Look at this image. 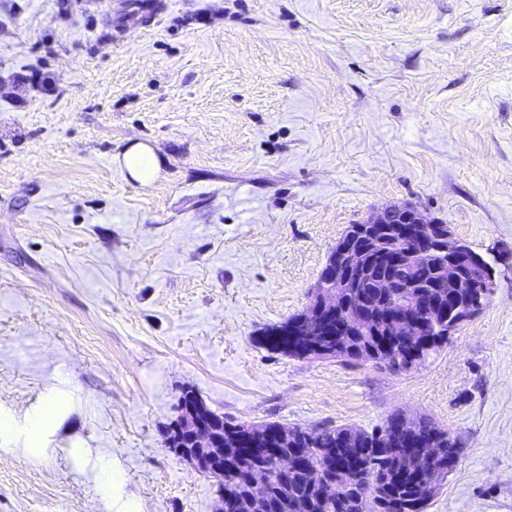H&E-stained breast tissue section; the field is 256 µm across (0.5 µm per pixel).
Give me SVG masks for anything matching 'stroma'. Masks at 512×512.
I'll list each match as a JSON object with an SVG mask.
<instances>
[{
    "label": "stroma",
    "instance_id": "35a3bbf8",
    "mask_svg": "<svg viewBox=\"0 0 512 512\" xmlns=\"http://www.w3.org/2000/svg\"><path fill=\"white\" fill-rule=\"evenodd\" d=\"M389 204L492 261L487 304L409 371L260 345ZM189 389L427 418L461 453L426 512H512V0H0V512H217L166 443ZM121 165L126 171L127 179L147 184L155 179L159 166L157 158L150 146L134 143L126 149L121 157Z\"/></svg>",
    "mask_w": 512,
    "mask_h": 512
}]
</instances>
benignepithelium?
<instances>
[{
  "instance_id": "benign-epithelium-1",
  "label": "benign epithelium",
  "mask_w": 512,
  "mask_h": 512,
  "mask_svg": "<svg viewBox=\"0 0 512 512\" xmlns=\"http://www.w3.org/2000/svg\"><path fill=\"white\" fill-rule=\"evenodd\" d=\"M388 224L399 225L397 235L408 240L398 251L387 249ZM433 256L440 258V280L452 288L448 300L424 302L408 296L399 301L394 294L397 306L376 327L363 320L362 313L348 312V289H362L370 278L377 288L421 287L414 272L422 259ZM494 286L493 267L458 239L449 225L426 218L412 205L390 204L348 227L329 253L306 311L276 328L275 334L284 337L285 354L301 358L336 356L342 352L339 336H389L394 358L381 359L371 350L366 354L378 364L410 369L426 359L434 337L451 335L471 317L467 307L471 295L478 292L487 299ZM251 437L247 426L224 430L222 418L209 414L191 396L180 398L177 416L166 433L169 444L181 445L177 453L183 459L217 482L218 512L225 508V469L235 457L246 453L262 462V449L250 447ZM416 456L420 463L432 465L440 453L428 441L418 445ZM274 464L283 474L304 472L321 498L333 499L339 493L336 483L317 480L320 463L309 462L304 448H290L286 454L275 451Z\"/></svg>"
}]
</instances>
